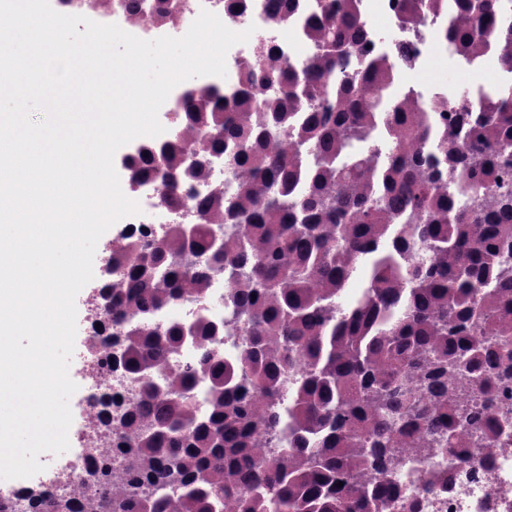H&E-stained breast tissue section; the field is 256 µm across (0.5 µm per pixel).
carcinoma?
I'll return each instance as SVG.
<instances>
[{"label":"carcinoma","mask_w":512,"mask_h":512,"mask_svg":"<svg viewBox=\"0 0 512 512\" xmlns=\"http://www.w3.org/2000/svg\"><path fill=\"white\" fill-rule=\"evenodd\" d=\"M296 2L280 0L272 23ZM456 2L464 21L442 40L474 59L492 38L512 74V0ZM447 8L400 0L409 28ZM362 10L314 0L310 52L269 56L272 91L258 95L250 60L229 88L196 84L175 136L126 163L129 181L156 179L174 210L215 154L235 185L196 195L191 224L112 246L105 311L121 353L106 365L137 393L100 416L132 461L119 472L90 461L103 486L90 512H419L434 488L395 492L402 449L461 464L468 433L495 439L512 418L466 404L512 385V85L479 106L453 94L427 108L393 88V57L364 48ZM361 268L363 288L340 306ZM214 275L245 343L231 359L205 351L172 367L185 329L203 347L224 325L155 316L205 299Z\"/></svg>","instance_id":"1"}]
</instances>
